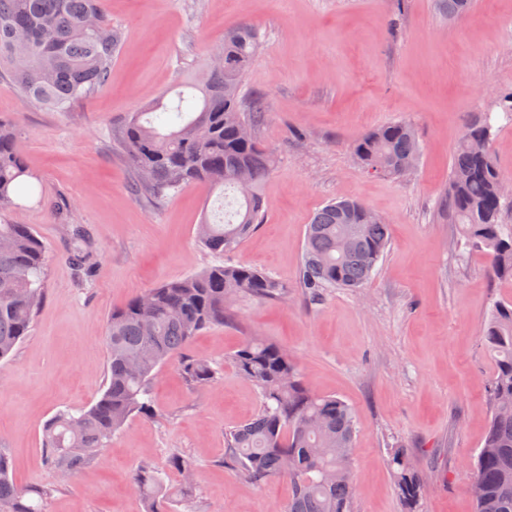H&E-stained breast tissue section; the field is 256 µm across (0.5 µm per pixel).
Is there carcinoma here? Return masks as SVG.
Segmentation results:
<instances>
[{"instance_id":"carcinoma-1","label":"carcinoma","mask_w":512,"mask_h":512,"mask_svg":"<svg viewBox=\"0 0 512 512\" xmlns=\"http://www.w3.org/2000/svg\"><path fill=\"white\" fill-rule=\"evenodd\" d=\"M105 0H0V78L9 79L29 104L55 112L105 87L119 34L112 30ZM450 20L467 16L472 0H441ZM261 50L257 32L242 26L224 34V43L203 65L204 76L186 83L176 101L161 104L174 114L158 125L134 112L118 131V143L136 176V190L159 195L188 184L223 192L220 212L205 216L198 242L222 257L262 222L263 183L274 159L241 127L264 120L259 99L243 102L246 76ZM223 62L214 64V58ZM492 124L475 120L455 148L445 199L448 220L465 240L485 250L492 275L512 282V225L503 223L507 202L502 185L511 180L494 158ZM367 172L393 177L398 165L419 161L421 144L414 126L394 121L360 134L351 144ZM13 128L0 121V361L11 357L29 335L42 300L46 247L28 224H14L17 199L33 190ZM70 261L86 263L85 231H73ZM389 244L388 224L354 199L331 201L307 224L301 287L313 298L326 288L366 285ZM279 299L288 285L246 265L224 262L171 281L112 311L106 330L108 376L100 398L75 413L57 412L44 426L41 448L47 465L74 474L93 461L112 436L135 416L154 413L151 385L160 370L179 362L193 388L213 383L218 371L186 350L202 330L224 324L226 302L240 294ZM495 370L487 390L491 416L472 466L482 489L475 512H512V299L494 305L483 330ZM238 372L259 390L254 416L225 436L227 458L256 484L286 476L292 496L285 512H351V449L356 420L352 408L335 396L314 393L296 363L280 346L251 338L233 354ZM389 464L404 512H414L424 485L405 451L391 452ZM10 457L0 451V512H45L50 491L22 489L10 478ZM179 487L147 465L132 481L145 512L192 510L193 462L179 453L168 460Z\"/></svg>"}]
</instances>
